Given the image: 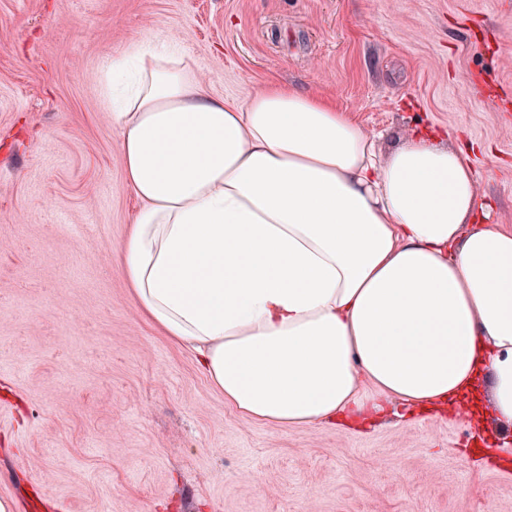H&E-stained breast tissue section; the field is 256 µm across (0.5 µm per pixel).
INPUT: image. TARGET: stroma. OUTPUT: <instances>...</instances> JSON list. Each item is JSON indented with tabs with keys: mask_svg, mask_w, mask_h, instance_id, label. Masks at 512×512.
<instances>
[{
	"mask_svg": "<svg viewBox=\"0 0 512 512\" xmlns=\"http://www.w3.org/2000/svg\"><path fill=\"white\" fill-rule=\"evenodd\" d=\"M165 39L230 100L336 101L381 154L417 129L473 153L512 228V0H0V498L15 512H512L472 419L280 427L224 401L117 265L136 202L101 93Z\"/></svg>",
	"mask_w": 512,
	"mask_h": 512,
	"instance_id": "stroma-1",
	"label": "stroma"
}]
</instances>
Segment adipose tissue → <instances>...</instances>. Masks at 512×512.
Segmentation results:
<instances>
[{
  "label": "adipose tissue",
  "instance_id": "1",
  "mask_svg": "<svg viewBox=\"0 0 512 512\" xmlns=\"http://www.w3.org/2000/svg\"><path fill=\"white\" fill-rule=\"evenodd\" d=\"M108 72L137 201L120 270L226 404L276 426L397 408L512 430V231L489 223L468 151L421 129L379 159L336 103L210 95L164 40Z\"/></svg>",
  "mask_w": 512,
  "mask_h": 512
}]
</instances>
